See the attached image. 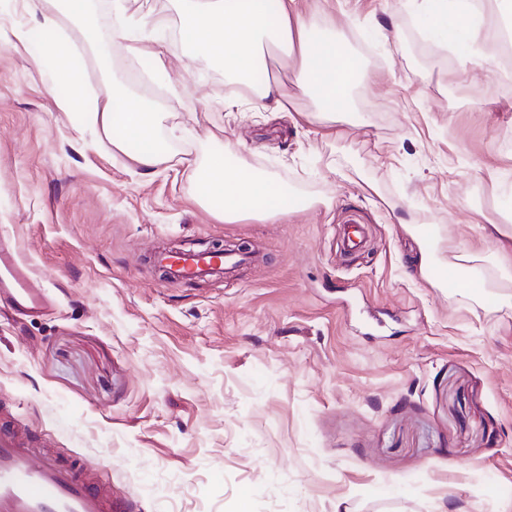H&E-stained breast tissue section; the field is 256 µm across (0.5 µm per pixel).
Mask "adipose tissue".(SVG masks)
<instances>
[{
	"label": "adipose tissue",
	"instance_id": "obj_1",
	"mask_svg": "<svg viewBox=\"0 0 512 512\" xmlns=\"http://www.w3.org/2000/svg\"><path fill=\"white\" fill-rule=\"evenodd\" d=\"M181 31L186 41L219 61L225 73L247 76L266 65L267 51L279 50L295 61V83L310 96L317 111L347 112L352 108L350 92L367 73L361 60L331 35L314 33L313 26L324 0H180ZM429 22L436 42L453 37L467 45L483 43L482 23L471 21L474 0H430ZM467 18L466 28L452 25L454 18ZM59 108L82 112L87 126L106 137L120 151L129 153L136 165L150 171L171 163L173 154L157 135L161 117L152 102L130 100L115 92L92 101L58 100ZM199 202L217 210L224 221L256 218L272 222L300 207L283 186L256 173L244 159L228 161L223 151H214L196 178ZM496 245L488 255L460 252L452 261L434 267L421 256L419 271L432 276L434 270L447 275L453 287L468 295L495 297L498 305L512 307V296L497 293L487 267L497 273L512 268V229L502 224L485 228Z\"/></svg>",
	"mask_w": 512,
	"mask_h": 512
}]
</instances>
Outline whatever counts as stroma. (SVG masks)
Here are the masks:
<instances>
[{
  "label": "stroma",
  "instance_id": "stroma-1",
  "mask_svg": "<svg viewBox=\"0 0 512 512\" xmlns=\"http://www.w3.org/2000/svg\"><path fill=\"white\" fill-rule=\"evenodd\" d=\"M88 4L57 29L81 62L74 96L150 85L162 129L194 131L174 153L224 149L302 206L227 223L193 169L139 168L55 105L38 20L0 0V238L53 302L39 317L0 302V422L139 512H512V309L414 270L421 225L442 259L489 253L483 226L512 225V73L495 51L464 70L429 43L419 0H327L319 26L369 74L352 111L323 117L301 94L255 110L189 60L178 0ZM151 6L173 22L156 58L97 56ZM216 242L253 259L192 283L149 261Z\"/></svg>",
  "mask_w": 512,
  "mask_h": 512
}]
</instances>
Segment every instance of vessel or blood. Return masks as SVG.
<instances>
[{
	"label": "vessel or blood",
	"mask_w": 512,
	"mask_h": 512,
	"mask_svg": "<svg viewBox=\"0 0 512 512\" xmlns=\"http://www.w3.org/2000/svg\"><path fill=\"white\" fill-rule=\"evenodd\" d=\"M240 254L215 257L194 251L173 257L155 256L165 280L192 282L223 277L224 268L243 262ZM0 281L17 308L35 313L44 307V293L18 248L0 239ZM93 479L52 460L34 461L21 434L0 428V512H130Z\"/></svg>",
	"instance_id": "obj_1"
}]
</instances>
